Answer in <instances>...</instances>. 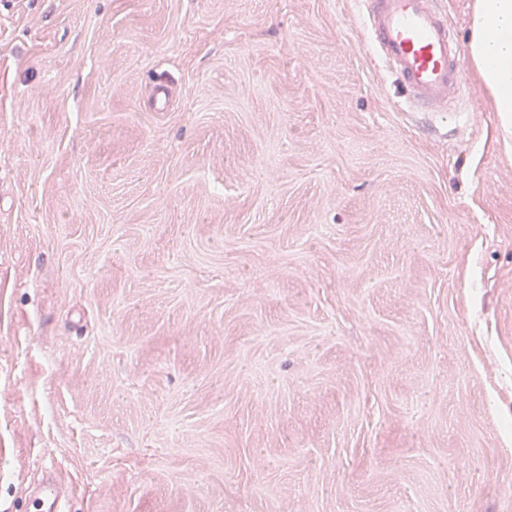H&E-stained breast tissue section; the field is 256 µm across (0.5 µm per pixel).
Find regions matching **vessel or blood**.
Listing matches in <instances>:
<instances>
[{
    "label": "vessel or blood",
    "mask_w": 512,
    "mask_h": 512,
    "mask_svg": "<svg viewBox=\"0 0 512 512\" xmlns=\"http://www.w3.org/2000/svg\"><path fill=\"white\" fill-rule=\"evenodd\" d=\"M364 27L378 60L394 72L404 104L447 114L466 82L452 26L438 0H358ZM35 493L44 512H66L67 490L48 474Z\"/></svg>",
    "instance_id": "vessel-or-blood-1"
}]
</instances>
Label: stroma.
I'll return each mask as SVG.
<instances>
[{
	"label": "stroma",
	"mask_w": 512,
	"mask_h": 512,
	"mask_svg": "<svg viewBox=\"0 0 512 512\" xmlns=\"http://www.w3.org/2000/svg\"><path fill=\"white\" fill-rule=\"evenodd\" d=\"M401 109L355 0H0V512H512V133ZM170 105L155 109V87ZM35 493L44 512H66L67 490L56 474L50 472L36 487Z\"/></svg>",
	"instance_id": "1"
}]
</instances>
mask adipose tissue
<instances>
[{"label": "adipose tissue", "mask_w": 512, "mask_h": 512, "mask_svg": "<svg viewBox=\"0 0 512 512\" xmlns=\"http://www.w3.org/2000/svg\"><path fill=\"white\" fill-rule=\"evenodd\" d=\"M468 53L502 126L511 127L512 0H475Z\"/></svg>", "instance_id": "adipose-tissue-1"}]
</instances>
